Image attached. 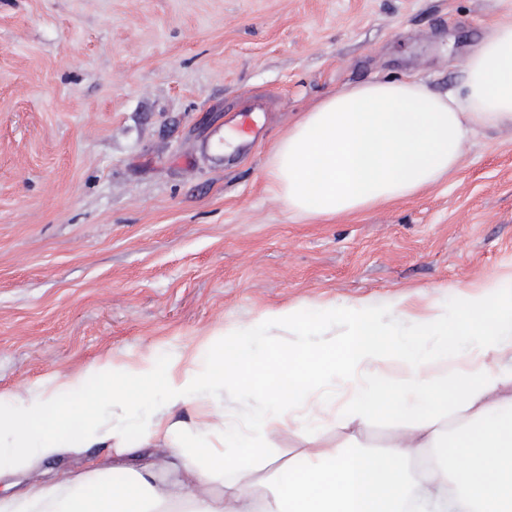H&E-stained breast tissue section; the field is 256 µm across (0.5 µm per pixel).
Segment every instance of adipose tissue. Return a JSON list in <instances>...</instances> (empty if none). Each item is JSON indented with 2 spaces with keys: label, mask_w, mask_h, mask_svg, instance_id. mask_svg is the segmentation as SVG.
I'll list each match as a JSON object with an SVG mask.
<instances>
[{
  "label": "adipose tissue",
  "mask_w": 512,
  "mask_h": 512,
  "mask_svg": "<svg viewBox=\"0 0 512 512\" xmlns=\"http://www.w3.org/2000/svg\"><path fill=\"white\" fill-rule=\"evenodd\" d=\"M495 2L499 19L462 59L458 89L440 95L409 77L327 95L274 145L269 191L289 211L312 218L360 213L433 185L459 165L479 130L512 129V0ZM345 316L350 329L336 350L291 353L272 366L254 361L245 335L210 349L207 371L177 375L148 362H93L51 395H29L19 416L0 417V430L15 436L0 444V478L32 459L110 439L111 425L96 412L103 400H144L160 388L176 406L221 383L285 397L337 375L345 384L341 419L392 420V441L377 455L306 454L273 472L263 498L241 486L207 497L188 490L174 499L142 476L121 484L87 478L62 500L54 487L36 482L26 504L48 502L53 512H402L416 485L423 512H512V276L466 292L452 310L434 308L401 344L370 305ZM431 337L462 343L466 368L441 363L426 345ZM491 353L498 364H486ZM391 363L400 377L385 372ZM212 419L205 413L197 425L204 440L195 449L203 462L194 475L200 485L217 470L264 461L260 442L274 424L269 413L255 415L252 447L234 456L206 443Z\"/></svg>",
  "instance_id": "1"
}]
</instances>
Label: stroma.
I'll return each instance as SVG.
<instances>
[{
    "label": "stroma",
    "mask_w": 512,
    "mask_h": 512,
    "mask_svg": "<svg viewBox=\"0 0 512 512\" xmlns=\"http://www.w3.org/2000/svg\"><path fill=\"white\" fill-rule=\"evenodd\" d=\"M495 0H0V396L52 391L98 359L182 370L276 309L255 355L334 346L349 326L328 306L367 302L398 333L431 302L512 274V131L485 129L457 169L413 198L360 214L291 216L266 188L272 146L301 112L357 84L413 76L439 94L496 20ZM262 131L223 149L254 105ZM264 391L224 387L167 411L157 442L127 431L157 409L114 400L111 443L0 479L148 470L176 496L201 461L197 408L242 425ZM357 439L326 412L279 429L259 469L215 474L209 494L261 484L308 448Z\"/></svg>",
    "instance_id": "stroma-1"
}]
</instances>
